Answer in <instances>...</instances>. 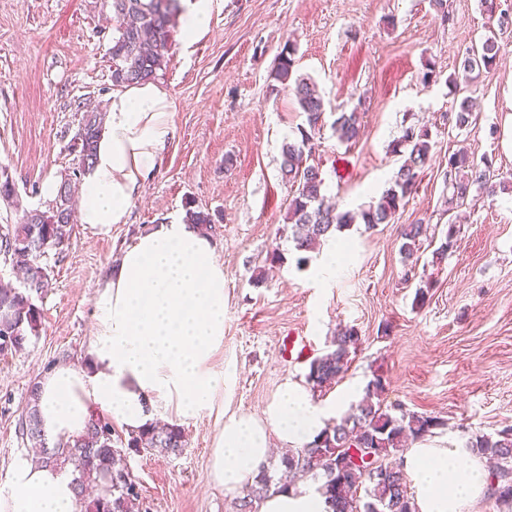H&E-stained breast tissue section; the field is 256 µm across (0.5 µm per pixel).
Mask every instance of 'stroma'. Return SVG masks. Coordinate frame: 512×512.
<instances>
[{
  "mask_svg": "<svg viewBox=\"0 0 512 512\" xmlns=\"http://www.w3.org/2000/svg\"><path fill=\"white\" fill-rule=\"evenodd\" d=\"M215 0L208 31L192 44L175 35L155 81L172 101L174 137L128 220L105 233L75 225L63 250L42 261L52 288L38 300L37 336L0 356V482L32 451L18 432L31 386L63 363L89 359L97 286L123 250L152 226L185 217L192 200L210 212L215 256L224 265V344L210 370L212 404L180 420V455L129 453L141 512H238L209 471L215 439L234 414H261L286 380L304 381L339 327L360 344L345 375L321 402L362 399L382 378L384 404L439 417L428 440L459 448L471 434L512 427V192L475 197L465 207L447 258L423 244L406 274L399 227L417 220L442 231L449 152L489 155L512 182V29L500 31L495 70L473 84L476 119L457 129L448 86L465 51L487 33L480 0ZM111 0H0V168L20 200L0 201V224L24 209L47 208L46 179L62 181L77 158L69 145L85 112L111 96ZM297 47V72L314 80L327 111L362 105L361 134L339 143L324 128L316 161L340 208L368 204L390 184L400 159L390 151L402 126H427L433 159L395 223L340 233L335 275L314 252L297 267L285 231L290 187L281 148L305 120L293 94L271 72L285 42ZM430 82H423L426 70ZM283 264L269 267L273 249ZM433 287L426 303L415 293Z\"/></svg>",
  "mask_w": 512,
  "mask_h": 512,
  "instance_id": "stroma-1",
  "label": "stroma"
}]
</instances>
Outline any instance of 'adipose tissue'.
Segmentation results:
<instances>
[{"instance_id": "adipose-tissue-1", "label": "adipose tissue", "mask_w": 512, "mask_h": 512, "mask_svg": "<svg viewBox=\"0 0 512 512\" xmlns=\"http://www.w3.org/2000/svg\"><path fill=\"white\" fill-rule=\"evenodd\" d=\"M171 112L168 93L153 82L113 92L94 164L78 185L81 223L106 232L126 222L173 136ZM94 318L87 364L57 366L39 381V415L50 441L81 435L96 410L130 432L154 421L157 404L179 419L209 405V363L224 341V267L199 229L164 223L139 236L99 284ZM327 413L304 385L286 381L263 418L225 421L211 479L232 493L252 485L273 442L308 444ZM403 465L417 489L418 512H461L486 484L484 471L456 448L417 444L406 450ZM0 512H78L71 479L18 459L0 489ZM258 512H326V505L297 485L269 493Z\"/></svg>"}]
</instances>
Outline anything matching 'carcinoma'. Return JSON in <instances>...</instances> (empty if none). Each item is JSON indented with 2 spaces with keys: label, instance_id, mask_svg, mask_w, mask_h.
Wrapping results in <instances>:
<instances>
[{
  "label": "carcinoma",
  "instance_id": "carcinoma-1",
  "mask_svg": "<svg viewBox=\"0 0 512 512\" xmlns=\"http://www.w3.org/2000/svg\"><path fill=\"white\" fill-rule=\"evenodd\" d=\"M483 12L497 28H512V14L500 9L497 0H481ZM112 12L118 25L112 34V84L131 86L154 79L166 63L172 44L180 0H112ZM495 28V29H497ZM495 29L477 45L466 50L462 61L464 83L472 74L490 72L499 59L501 47ZM294 44L288 42L277 55L274 79L283 89L294 93L305 115V123L296 135L282 146L280 171L292 188L288 200V238L294 249L303 253L298 266L308 262L305 254L315 251L324 241L353 224L371 229L395 221L413 194L431 159L432 135L427 128L412 125L402 128L390 144L391 152L402 163L390 186L378 199L357 209L340 210L327 202L326 180L314 163L320 146L321 131L326 125L325 103L318 87L304 76L295 75ZM364 111L354 107L334 113L331 129L342 144L357 141ZM104 113L83 115L70 149L78 158L73 175H81L95 157L97 142L104 127ZM471 99H460L454 115L455 127L472 124ZM448 209L464 205L472 190L490 197L497 195L504 182L498 179L493 160L457 150L448 154ZM0 199L19 206L15 184L0 172ZM74 199L69 181L60 184L57 196L48 209H26L17 224H0V256L3 262L20 270L27 288H0V354L5 356L24 350L29 337L39 334L41 310L33 297H43L50 288V270L40 257L49 249L62 250L73 232ZM184 221L204 231L212 230L209 212L186 203ZM430 225L418 221L403 224L400 251L407 271L416 268L421 241L428 238ZM458 229L448 223L445 238L435 254L442 259L457 242ZM359 342L358 331L344 326L334 335L323 355L311 364L306 381L312 394H324L336 385L348 370L352 350ZM384 388L379 377L370 381L363 398L344 416L327 424L315 439L285 456L281 465L295 480L311 479L317 492L325 497L329 512H417L409 494L406 475L391 466L393 456L407 441L422 440L444 426L440 418L407 411L400 406L388 407L380 400ZM39 385L30 389L25 416L19 432L31 447L39 450L38 462L45 465L72 467V489L84 512H139L141 494L124 460L126 450H160L178 455L185 448V436L177 424L163 427L150 425L129 433L126 443L118 445L112 437V422L94 414L83 434L65 443L49 444L41 426L38 410ZM470 453L493 461L489 472L492 496L506 512H512V427L494 433H473L465 443ZM372 460H367V457ZM272 489L266 468L247 490L239 512H253V505Z\"/></svg>",
  "mask_w": 512,
  "mask_h": 512
}]
</instances>
